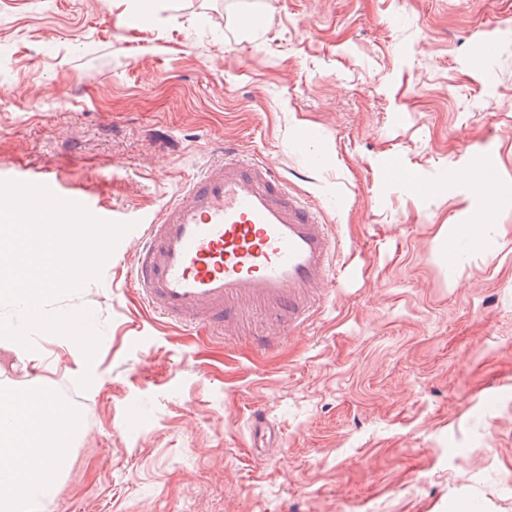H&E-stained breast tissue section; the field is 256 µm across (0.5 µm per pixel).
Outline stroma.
I'll list each match as a JSON object with an SVG mask.
<instances>
[{"label": "stroma", "mask_w": 512, "mask_h": 512, "mask_svg": "<svg viewBox=\"0 0 512 512\" xmlns=\"http://www.w3.org/2000/svg\"><path fill=\"white\" fill-rule=\"evenodd\" d=\"M227 143L338 241L273 353L261 319L160 325L127 283L143 220ZM45 171L132 228L56 303L90 310L93 360L30 337L40 390L78 398L43 512H512V0H0V181ZM253 436V448H273L272 429L264 411L256 410L250 422Z\"/></svg>", "instance_id": "obj_1"}]
</instances>
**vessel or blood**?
Here are the masks:
<instances>
[{"mask_svg": "<svg viewBox=\"0 0 512 512\" xmlns=\"http://www.w3.org/2000/svg\"><path fill=\"white\" fill-rule=\"evenodd\" d=\"M337 241L320 208L267 164L225 145L164 203L140 234L129 269L139 302L169 325L220 335L252 314L275 325L253 337L266 349L317 310L335 274ZM253 445L273 444L264 411Z\"/></svg>", "mask_w": 512, "mask_h": 512, "instance_id": "vessel-or-blood-1", "label": "vessel or blood"}]
</instances>
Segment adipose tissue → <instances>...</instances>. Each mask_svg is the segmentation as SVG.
Segmentation results:
<instances>
[{
    "mask_svg": "<svg viewBox=\"0 0 512 512\" xmlns=\"http://www.w3.org/2000/svg\"><path fill=\"white\" fill-rule=\"evenodd\" d=\"M22 412L28 424L18 434L10 410H0V512H22L23 506L45 498L66 469L75 438L63 403L32 391Z\"/></svg>",
    "mask_w": 512,
    "mask_h": 512,
    "instance_id": "adipose-tissue-1",
    "label": "adipose tissue"
}]
</instances>
